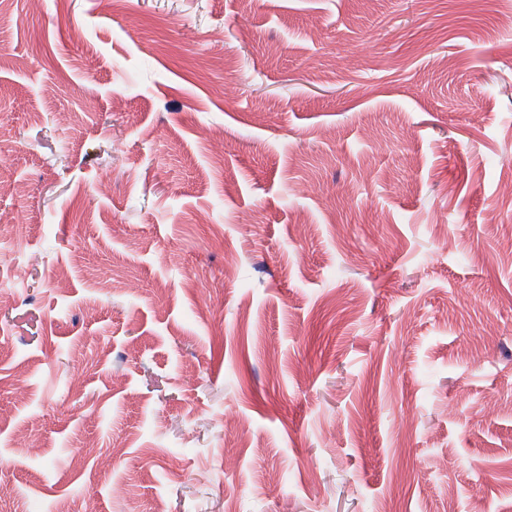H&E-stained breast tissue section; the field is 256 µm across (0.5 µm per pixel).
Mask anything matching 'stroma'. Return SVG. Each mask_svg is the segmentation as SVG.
I'll list each match as a JSON object with an SVG mask.
<instances>
[{
	"mask_svg": "<svg viewBox=\"0 0 512 512\" xmlns=\"http://www.w3.org/2000/svg\"><path fill=\"white\" fill-rule=\"evenodd\" d=\"M510 14L0 0V512H512Z\"/></svg>",
	"mask_w": 512,
	"mask_h": 512,
	"instance_id": "35a3bbf8",
	"label": "stroma"
}]
</instances>
